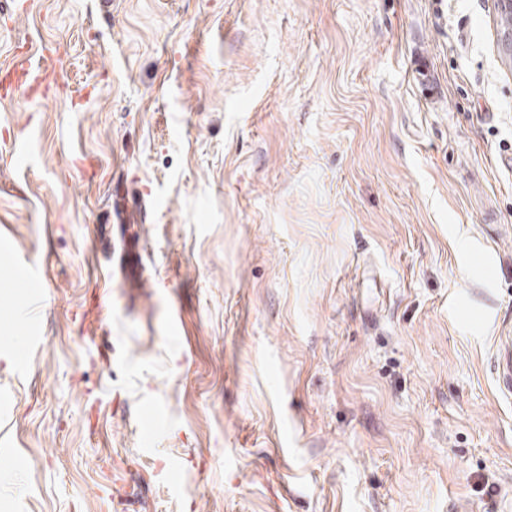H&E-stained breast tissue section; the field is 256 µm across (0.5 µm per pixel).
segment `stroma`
Returning <instances> with one entry per match:
<instances>
[{"label": "stroma", "mask_w": 512, "mask_h": 512, "mask_svg": "<svg viewBox=\"0 0 512 512\" xmlns=\"http://www.w3.org/2000/svg\"><path fill=\"white\" fill-rule=\"evenodd\" d=\"M497 19L0 0V512H512ZM23 75L28 78V84L25 86L29 90L40 86L43 79L48 75L58 76L61 70V60L54 57L46 50L37 57L30 56L22 63Z\"/></svg>", "instance_id": "stroma-1"}]
</instances>
